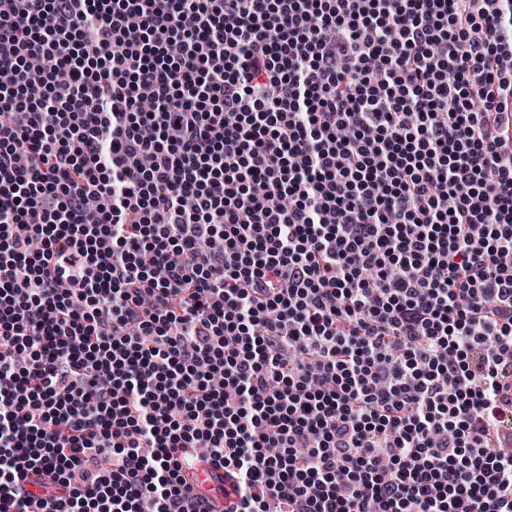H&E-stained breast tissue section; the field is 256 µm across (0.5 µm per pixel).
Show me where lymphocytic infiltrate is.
Listing matches in <instances>:
<instances>
[{
    "instance_id": "obj_1",
    "label": "lymphocytic infiltrate",
    "mask_w": 512,
    "mask_h": 512,
    "mask_svg": "<svg viewBox=\"0 0 512 512\" xmlns=\"http://www.w3.org/2000/svg\"><path fill=\"white\" fill-rule=\"evenodd\" d=\"M205 456L512 512V0H0V512Z\"/></svg>"
}]
</instances>
